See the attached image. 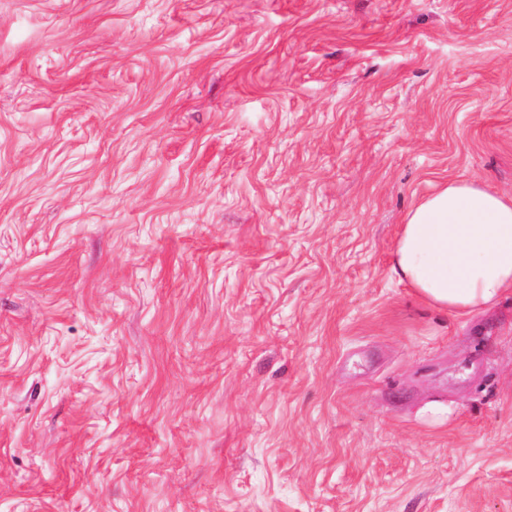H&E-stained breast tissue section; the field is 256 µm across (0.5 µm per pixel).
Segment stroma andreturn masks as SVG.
I'll use <instances>...</instances> for the list:
<instances>
[{
  "mask_svg": "<svg viewBox=\"0 0 512 512\" xmlns=\"http://www.w3.org/2000/svg\"><path fill=\"white\" fill-rule=\"evenodd\" d=\"M451 179L512 0H0V512H512V295L391 270Z\"/></svg>",
  "mask_w": 512,
  "mask_h": 512,
  "instance_id": "35a3bbf8",
  "label": "stroma"
}]
</instances>
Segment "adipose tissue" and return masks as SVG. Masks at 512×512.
Returning <instances> with one entry per match:
<instances>
[{"instance_id":"adipose-tissue-1","label":"adipose tissue","mask_w":512,"mask_h":512,"mask_svg":"<svg viewBox=\"0 0 512 512\" xmlns=\"http://www.w3.org/2000/svg\"><path fill=\"white\" fill-rule=\"evenodd\" d=\"M392 270L427 303L471 314L512 294V196L448 181L411 209Z\"/></svg>"}]
</instances>
